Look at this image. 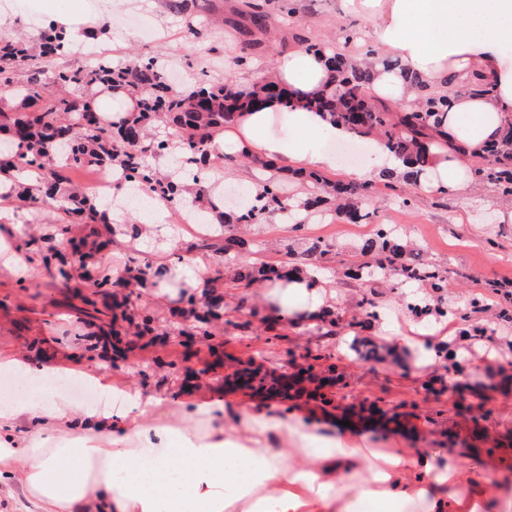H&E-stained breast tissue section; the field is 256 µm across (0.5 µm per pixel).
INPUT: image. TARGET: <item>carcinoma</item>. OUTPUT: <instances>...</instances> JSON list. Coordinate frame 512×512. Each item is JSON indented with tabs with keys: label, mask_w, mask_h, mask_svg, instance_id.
Segmentation results:
<instances>
[{
	"label": "carcinoma",
	"mask_w": 512,
	"mask_h": 512,
	"mask_svg": "<svg viewBox=\"0 0 512 512\" xmlns=\"http://www.w3.org/2000/svg\"><path fill=\"white\" fill-rule=\"evenodd\" d=\"M271 2L246 0L241 11L245 32L267 30L273 11ZM62 35L52 24L45 28L39 37V55L35 56L23 44L1 34L0 88L11 87L16 70L31 64L33 74L21 86L23 102L39 98L38 88L46 66L62 53ZM328 63L333 72V87L311 105L327 113L334 124L345 127L353 137L376 136L384 148L413 166L401 177L383 176L385 189L396 190L398 182L416 185L418 174L428 162L427 144L438 123L439 110L447 106V101L424 94V87L414 79L412 83L421 91L417 107L375 104L366 96L370 67L352 62L341 47L332 49ZM54 81L67 90L40 111L0 109V133L5 135L0 141V179L11 182V191L22 202L50 206L60 203L62 224L112 223L107 211L89 200L72 178L74 170L96 164L122 173L128 181L148 184L153 193L170 204L176 205L184 200V194H192V206L224 228V236L205 241L203 247L223 258L226 264L245 246L238 230L261 223L269 214L280 215L296 231L304 230L314 216L322 224L338 218L359 224L368 216L363 209L368 197L378 193L371 184L332 182L315 172L294 169L292 174L308 184L305 199L293 204L280 180H267L253 192L260 202L259 209L247 208L240 202L228 209L215 201L202 181L195 177L177 178L171 173L160 175L144 164V157L149 153L159 156L165 150L166 143L150 139L149 133L150 126L161 123L179 139L189 172L207 168L214 139L236 122L244 105L232 87L222 82H201L190 92H178L169 85L165 68L152 58L122 70L112 68L110 63L91 70L58 69L54 71ZM99 85L124 90L135 99L136 108L116 124L107 121L92 105L93 88ZM273 99L286 108L291 104L288 90L267 79L260 80L249 95V103L256 107ZM475 175L479 182L491 184L502 196H512V121L499 139L484 149ZM85 248L81 240L73 244L70 257H59L57 272L63 279H70L74 269L85 266L90 257ZM285 250L289 261L283 264L284 272L263 262L238 270L236 280L250 284L298 274L309 278L310 285H316L317 274L324 269L331 253V244L307 236L300 249L288 245ZM161 275L162 270L134 261L125 271V280L145 286ZM343 276L373 288H389L393 284L423 288L425 292L412 295L406 303L411 315L437 320L451 318L458 335L474 341L495 334L475 321L486 310L488 296H473L463 308L442 306L448 270L425 259L420 248L389 224L377 225L373 236L361 243ZM494 301L497 320L512 324V293L498 295ZM361 304L365 312L361 325L366 327L379 320L380 305L375 298H364ZM218 305V298L214 297L191 309V335L204 339L213 336L210 325L219 318L215 311Z\"/></svg>",
	"instance_id": "obj_1"
}]
</instances>
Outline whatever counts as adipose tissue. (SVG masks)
<instances>
[{"label":"adipose tissue","instance_id":"obj_1","mask_svg":"<svg viewBox=\"0 0 512 512\" xmlns=\"http://www.w3.org/2000/svg\"><path fill=\"white\" fill-rule=\"evenodd\" d=\"M341 11L366 27H337L336 41L353 60L374 61L369 99L415 105L414 75L448 101L419 187L470 189L472 161L512 117V0H341ZM267 74L293 95L292 141L274 135L282 108L270 102L242 112L217 146L334 171L320 141L347 132L308 106L331 80L325 55L283 52ZM158 405L136 396L110 412L42 391L0 404V478L34 512H512L511 480L426 448H350L264 411L238 412L229 433L209 408L159 417Z\"/></svg>","mask_w":512,"mask_h":512}]
</instances>
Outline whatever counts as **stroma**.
<instances>
[{"label": "stroma", "instance_id": "stroma-1", "mask_svg": "<svg viewBox=\"0 0 512 512\" xmlns=\"http://www.w3.org/2000/svg\"><path fill=\"white\" fill-rule=\"evenodd\" d=\"M83 19L78 36L61 56L59 68L81 69L98 56L113 67L129 65L150 55L165 66L179 65L188 74L174 83L191 90L198 79H224V61L240 54L247 38L234 22L243 0H192V11L209 28L206 39L186 48L185 18L168 0H80ZM45 0H10L0 7V32L39 47V33L53 22ZM410 207L399 193L385 203L368 206L360 224L336 221L310 224L308 234L327 238L335 250L319 277L327 290L328 307L339 312L338 327L330 328L314 315L282 314L264 284L235 282L237 267L261 260L281 261L271 243H292L296 234L278 216H269L246 236V245L233 266L197 249L195 227L167 214L155 234L130 238L113 235L108 224L59 225L56 207L13 202V220L1 234L25 260L24 270L0 261V357L25 356L36 368L59 367L69 376L93 369L105 392L140 391L160 398L163 406L188 411L210 407L228 414L268 408L289 420L328 427L336 437L353 438L368 448H429L461 458L492 474L512 477V350L494 344L480 358L457 350L449 359L437 357L443 336H433L425 321L407 312L404 301L411 288L384 290L379 297L381 323L357 325L358 304L366 293L358 285L341 283L339 274L352 252L378 224H397L423 249L425 257L448 270L447 304L457 307L491 283L512 282V201L502 199L491 185L451 195L413 189ZM101 246L95 268L117 280L133 261L162 267L156 283L127 288L130 308L152 314L161 344L145 345L128 336L124 360L110 365L101 357L100 321L73 308L76 293H88L85 280L65 281L44 256L66 252L69 239ZM207 268V280L192 286L196 263ZM224 298L221 319L212 340L187 336L174 314L190 301H204L211 289ZM398 331L417 339L409 348L389 341ZM378 347L376 357L363 360L351 350L354 339ZM274 377L285 376L305 397L272 398L225 380L250 364ZM311 366L310 378L298 379L301 367ZM338 382L330 386L333 406L308 400L328 366ZM358 422L356 432L348 423Z\"/></svg>", "mask_w": 512, "mask_h": 512}]
</instances>
